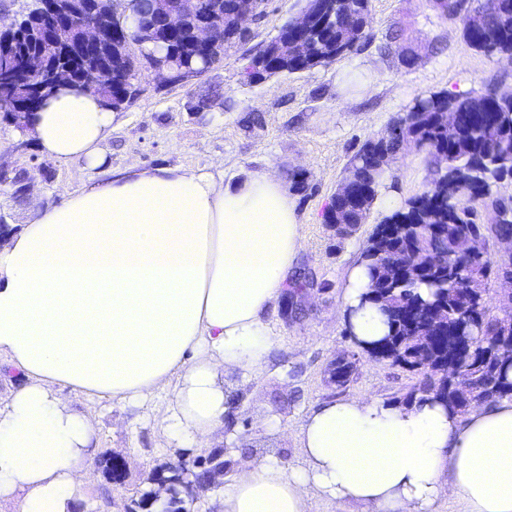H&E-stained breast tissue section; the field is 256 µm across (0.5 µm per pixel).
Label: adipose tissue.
<instances>
[{"instance_id": "ef3b65f1", "label": "adipose tissue", "mask_w": 512, "mask_h": 512, "mask_svg": "<svg viewBox=\"0 0 512 512\" xmlns=\"http://www.w3.org/2000/svg\"><path fill=\"white\" fill-rule=\"evenodd\" d=\"M112 113L65 91L37 112L40 152L103 167L60 203L34 204L0 244V356L18 372L0 397V500L17 512H70L95 474L93 420L58 396L137 409L166 397L165 431L207 447L224 425V378L257 373L273 338L262 319L303 244L296 205L271 171L224 183L223 171L104 168ZM363 264L341 313L368 345L386 318L367 298ZM304 461L240 467L217 512H313L314 496L364 512H432L448 495L467 512H512V400L451 411L428 399L399 408L372 398L327 401L300 431Z\"/></svg>"}]
</instances>
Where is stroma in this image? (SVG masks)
Segmentation results:
<instances>
[{
  "mask_svg": "<svg viewBox=\"0 0 512 512\" xmlns=\"http://www.w3.org/2000/svg\"><path fill=\"white\" fill-rule=\"evenodd\" d=\"M303 6L304 0H268L264 15L247 21V39L227 50L223 64L187 83L169 84L142 69L135 102L115 111L103 144L114 168L219 165L229 184L272 170L292 189L304 248L264 314L274 346L255 375L224 378L236 421L218 445L238 466L256 457L273 458L286 469L300 466V427L321 402L366 396L412 405L418 375L377 362L357 347L340 312L347 272L375 225L387 209L401 208L426 188L433 166L424 153L405 146L379 188L391 196L390 206L372 205L366 223L345 239L326 224V209L359 147L384 132L418 93H467L490 81L512 87V65L471 49L459 24L442 16L432 0H370V37L357 50L301 73L246 82L250 59ZM405 50L416 54L414 65L403 63ZM200 100L206 106L199 111ZM18 139L0 119V168L27 169L31 185L18 202L0 185L1 222L22 226L33 202H60L64 191L83 189L101 175L81 159L58 163L33 144L17 153ZM298 173L308 180V191L294 189ZM342 360L352 367L349 380L331 385L330 371ZM59 394L72 410L95 420L100 452L124 460L123 485L109 487L114 501L127 502L163 462L193 457V449L175 448L164 437V399L142 413L116 401L86 399L65 386Z\"/></svg>",
  "mask_w": 512,
  "mask_h": 512,
  "instance_id": "obj_1",
  "label": "stroma"
}]
</instances>
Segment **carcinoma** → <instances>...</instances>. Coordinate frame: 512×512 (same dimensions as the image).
Segmentation results:
<instances>
[{
  "instance_id": "1",
  "label": "carcinoma",
  "mask_w": 512,
  "mask_h": 512,
  "mask_svg": "<svg viewBox=\"0 0 512 512\" xmlns=\"http://www.w3.org/2000/svg\"><path fill=\"white\" fill-rule=\"evenodd\" d=\"M333 5L296 33L301 50L283 58L274 42H269L253 57L247 69L252 79L260 81L281 74H294L329 64L354 51L356 44L368 38L369 0H332ZM193 9L228 20L232 13L253 7V0H194ZM435 6L461 26L466 43L487 56L512 55V0H501L499 13L485 16L479 0H435ZM73 19L57 15L41 29L30 34L21 31L18 38L0 44V106L17 114L27 123L56 88L41 84L37 95L30 86L14 80L7 73L23 67L25 61L50 52L48 38L56 24ZM193 34L186 27L170 30L162 44L146 45L141 56H134L128 45L135 41V31L120 29L112 34L121 58V74L101 87L99 101L108 110H120L137 97L140 67L147 64L151 52L157 61L172 70L190 69L201 74L224 62L227 48L245 38L215 44L203 55L185 51ZM393 125L402 128L416 148L432 159L441 157L442 168L435 171L425 191L409 198L405 205L384 216L375 226L361 252L370 277L368 300L377 304L388 326V333L371 349L378 358L422 376L419 400L439 391L440 379L425 369L424 362L433 349L463 342L460 356L464 361L462 384L468 398L458 391L448 392V405L464 411L466 403L512 397V381L507 368L512 356V302L500 301L502 316L491 317L483 285L491 276L512 274V256L492 257L486 250L484 232L494 237L512 235V202L496 196L493 187L512 179V97H501L496 85L465 94L445 90L417 94L406 113ZM398 136L384 133L365 141L351 161L357 181L344 195L332 199L325 220L344 224L345 236L365 223L387 169L385 159L402 148ZM26 181L23 170L0 173V185L12 189L15 201L22 200L20 188ZM491 210L490 225L479 222L476 203ZM471 237L475 252L469 258L457 255L458 242ZM399 251L408 262L392 266L382 260V253ZM431 323V344L420 339L425 322ZM107 486L101 501L108 499V484L122 470L116 457L105 454L97 460ZM231 470L224 451L213 449L197 465L188 468L185 460L169 461L155 470L150 481L160 477L170 483V496L160 502L149 500L150 490L142 488L133 500L134 508L149 506L153 512H188L187 504L200 491L207 490L210 474Z\"/></svg>"
}]
</instances>
